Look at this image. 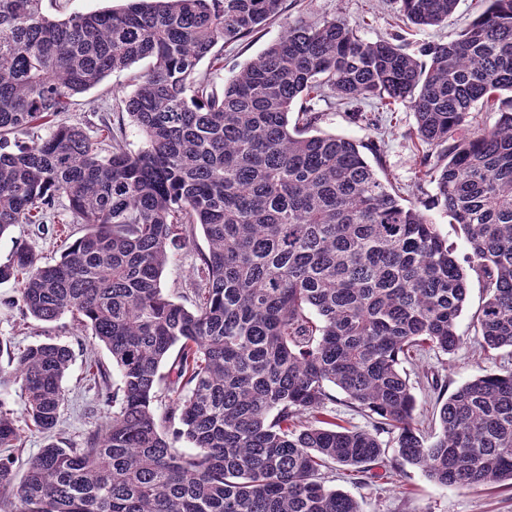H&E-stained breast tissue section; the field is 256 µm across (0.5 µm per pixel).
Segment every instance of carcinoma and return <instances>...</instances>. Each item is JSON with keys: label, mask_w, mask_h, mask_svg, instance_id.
Here are the masks:
<instances>
[{"label": "carcinoma", "mask_w": 512, "mask_h": 512, "mask_svg": "<svg viewBox=\"0 0 512 512\" xmlns=\"http://www.w3.org/2000/svg\"><path fill=\"white\" fill-rule=\"evenodd\" d=\"M457 2L401 0V12L437 26ZM484 2L456 38L415 52L339 18L290 26L219 92L199 63L278 18L284 0H127L64 20L42 0H0V237L62 204L84 228L58 260L16 249L0 265L18 293L4 305L46 323L71 315L119 373L112 387L96 367L112 416L73 442L58 429L71 349L50 338L7 352L0 512H361L326 471L376 483L390 450L444 487L512 484V369L447 397L433 378L429 436L401 369L427 348L458 349L465 269L362 145L313 133L328 94L414 112L436 205L486 278L479 346L512 350V98L492 125L473 112L512 94V0ZM145 59L125 97L141 149L105 122L96 136L34 132ZM198 230L207 248L187 306L160 279ZM331 387L374 429L337 423ZM14 389L27 430L47 440L20 478Z\"/></svg>", "instance_id": "cac0c4a2"}]
</instances>
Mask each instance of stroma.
Here are the masks:
<instances>
[{
    "mask_svg": "<svg viewBox=\"0 0 512 512\" xmlns=\"http://www.w3.org/2000/svg\"><path fill=\"white\" fill-rule=\"evenodd\" d=\"M484 8L483 0H458L455 12L440 25L418 28L404 24L399 0H286L282 16L270 21L249 41L222 47L220 61L203 60L198 71L209 76L216 88H223L225 80L276 41L288 26L316 25L335 17L345 20L361 39L375 41L398 36L409 50L414 51L428 42L454 38L465 23ZM147 67V61L142 60L128 70L109 75L96 87L78 95L70 111L60 114V121L83 126L91 132L102 120H118L124 110L123 99L134 88L135 76ZM314 108L320 114L317 123L320 133L344 136L364 144L377 142L381 152L368 154V162L390 180L401 196L416 202L437 224L457 257L465 258L463 234L458 225L449 223L443 211L432 204L434 186L422 175L420 158L424 148L413 134L415 115L408 107L400 104L394 111L384 113L383 128L379 131L363 119L364 114L371 111L369 105H362V113L358 116L330 98L316 102ZM80 234L81 229L76 224L59 232L44 231L34 224L15 225L9 235L0 239V264L7 263L19 246L33 248L45 261L59 259L64 239ZM204 245V239L200 238L195 244L175 251L165 267L161 286L176 301L188 302L190 284L196 275V251ZM13 294L12 285H0V341L7 342L15 351L49 337L70 347L73 359L64 381L68 401L61 415L60 428L64 437L80 441L112 413L110 406L97 402L87 379L90 358L106 364L110 357L103 348L93 345L90 337L77 331L70 317L42 323L22 318L17 309L5 307L4 298ZM485 299L484 278L470 274L459 321L462 344L458 351L446 355L426 350L402 364L416 398V418L423 431H430L435 408V396L427 384L428 377L437 376L440 383L453 390L476 375L496 372L501 366L512 364L510 353L498 352L496 359L491 360L476 350L475 317ZM327 483L355 498L362 512H512L511 487L496 485L460 491L439 486L412 467L395 476L389 484H363L338 476L329 477Z\"/></svg>",
    "mask_w": 512,
    "mask_h": 512,
    "instance_id": "stroma-1",
    "label": "stroma"
}]
</instances>
